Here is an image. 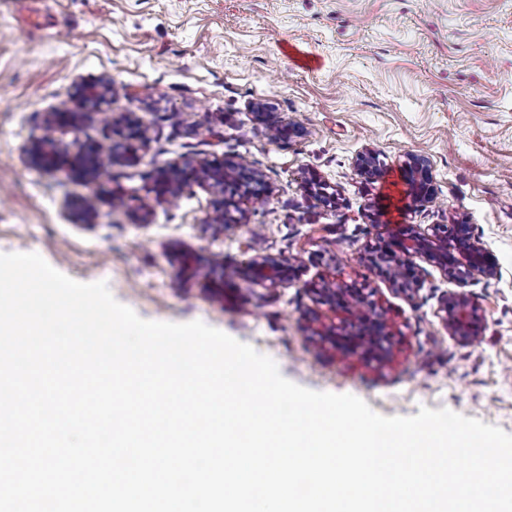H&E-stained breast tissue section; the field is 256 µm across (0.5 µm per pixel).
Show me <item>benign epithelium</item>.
I'll return each mask as SVG.
<instances>
[{
	"label": "benign epithelium",
	"mask_w": 512,
	"mask_h": 512,
	"mask_svg": "<svg viewBox=\"0 0 512 512\" xmlns=\"http://www.w3.org/2000/svg\"><path fill=\"white\" fill-rule=\"evenodd\" d=\"M111 96L110 79L81 84L76 88L78 100L91 108L98 107ZM256 115L267 124L274 141L286 140L298 133L297 127L274 120L266 104L257 106ZM26 155L31 164L44 171L67 168L87 181L93 180L108 165H136L141 160L136 149L117 152L112 148L104 150L100 146H81L71 151L60 146L52 135L32 143L26 149ZM402 167L408 174L413 203L421 207L431 203L435 197V187L429 158L408 153ZM355 168L367 183L378 181L384 174V164L372 150L357 156ZM193 184L209 190L213 195L205 220L207 224H243L246 211L242 205L271 195V188L263 176L241 156L221 162L184 160L158 171L151 178L147 200L140 214L135 216V221L139 224L149 223L151 203L171 202ZM304 184L319 205L327 209L336 207L335 195L326 191L316 175L305 178ZM98 208L99 197H87L73 214L74 221L80 224L94 223ZM412 257L438 268L461 286L479 277L493 279L498 275V266L490 253L472 235L470 225L463 223L432 224L423 231L412 225L398 228L372 248L366 261L385 277L395 293L411 296L420 287L418 271L410 262ZM294 270L292 261L273 256L254 257L244 265L233 268L236 278L253 284L271 285L290 280ZM318 293L322 303L345 314L352 327V331L338 344L339 350L351 354L363 351L380 360L390 357V351L384 346L390 336L388 322L372 293L334 280L324 282ZM441 310L449 336L461 343H469L478 337L483 315L465 291L447 294Z\"/></svg>",
	"instance_id": "benign-epithelium-1"
}]
</instances>
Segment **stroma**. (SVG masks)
<instances>
[{
	"instance_id": "1",
	"label": "stroma",
	"mask_w": 512,
	"mask_h": 512,
	"mask_svg": "<svg viewBox=\"0 0 512 512\" xmlns=\"http://www.w3.org/2000/svg\"><path fill=\"white\" fill-rule=\"evenodd\" d=\"M290 46L318 68L298 66ZM107 78L99 114L55 137L117 149L124 138L106 120L130 115L149 135L140 165L104 168L89 184L29 163L45 116L77 109V85ZM258 102L300 135L269 141ZM367 149L385 164L372 184L354 169ZM409 153L430 158L434 202L371 212V199L405 184ZM238 156L273 188L246 223L205 224L211 195L198 186L135 222L154 171ZM312 174L335 208L306 192ZM115 189L124 202L113 206ZM92 194L95 222L73 223ZM454 219L499 268L466 287L485 317L468 344L442 321L454 280L425 266L406 297L364 259L386 225ZM27 252L106 282L142 319L202 321L307 389L355 395L387 417L446 408L512 434V0H0V253ZM261 256L296 258L297 271L278 285L225 277ZM333 279L381 298L390 360L343 354L323 336L346 326L316 294Z\"/></svg>"
}]
</instances>
